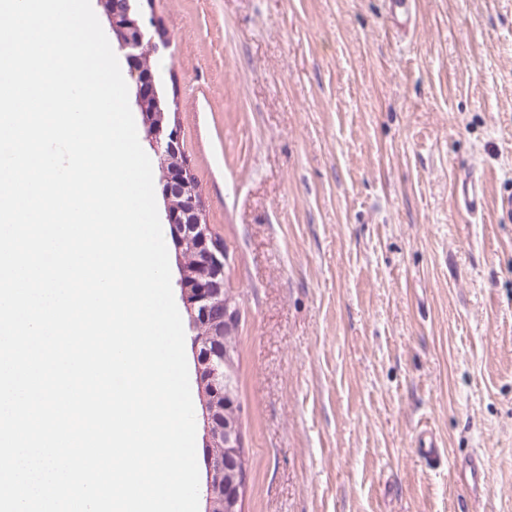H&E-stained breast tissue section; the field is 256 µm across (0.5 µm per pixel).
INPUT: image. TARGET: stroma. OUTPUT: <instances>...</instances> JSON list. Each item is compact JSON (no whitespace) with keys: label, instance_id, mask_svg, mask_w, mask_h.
Instances as JSON below:
<instances>
[{"label":"stroma","instance_id":"35a3bbf8","mask_svg":"<svg viewBox=\"0 0 512 512\" xmlns=\"http://www.w3.org/2000/svg\"><path fill=\"white\" fill-rule=\"evenodd\" d=\"M139 7L240 303L244 512H512V0ZM387 14L393 19L398 32L406 36L414 29L417 16L416 0H384ZM484 179L475 169H465L454 185V196L459 207L472 217L484 211ZM414 448L426 461L432 462L441 457V446L435 435L427 428H420L414 438Z\"/></svg>","mask_w":512,"mask_h":512}]
</instances>
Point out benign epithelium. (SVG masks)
Instances as JSON below:
<instances>
[{
    "mask_svg": "<svg viewBox=\"0 0 512 512\" xmlns=\"http://www.w3.org/2000/svg\"><path fill=\"white\" fill-rule=\"evenodd\" d=\"M112 35L124 51L132 76L137 78L135 102L139 107L152 106L141 113L144 141L160 161V184L166 220L175 245L179 270L177 281L180 299L193 331L192 349L196 361V382L204 420L205 447L224 449V460L236 461L233 473L212 464L208 480L218 478L237 485L240 493L223 497L218 503L206 498V512H239L245 490V459L241 432V412L234 404L224 403V423L214 421L218 397H232L231 386L235 362L233 337L240 320L234 292L224 287L229 256L226 249L214 244L210 225L203 220L202 203L179 138L177 120L161 107L158 96L146 94L142 83L155 86L154 75L142 71L148 57L166 47V41L149 30L140 12L127 3L118 8L115 0H100Z\"/></svg>",
    "mask_w": 512,
    "mask_h": 512,
    "instance_id": "1",
    "label": "benign epithelium"
}]
</instances>
